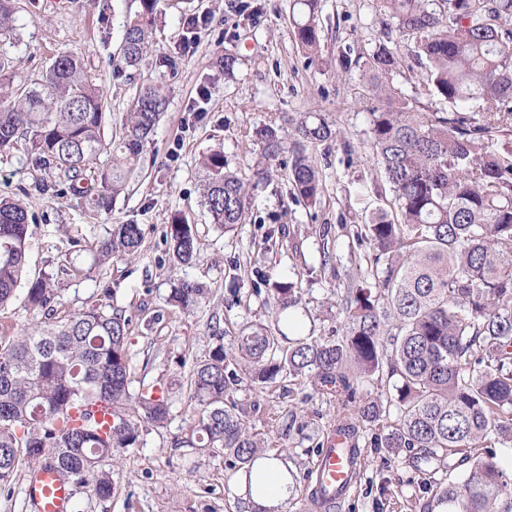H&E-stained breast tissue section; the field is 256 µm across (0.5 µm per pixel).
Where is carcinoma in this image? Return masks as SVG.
<instances>
[{"label":"carcinoma","mask_w":512,"mask_h":512,"mask_svg":"<svg viewBox=\"0 0 512 512\" xmlns=\"http://www.w3.org/2000/svg\"><path fill=\"white\" fill-rule=\"evenodd\" d=\"M297 3L295 38L315 55L320 0ZM380 3L394 32L415 41L425 94L454 111L431 112L404 96L394 84L402 63L388 43L365 56L374 162L396 212L380 210L360 229L372 245V261L344 289L341 337L305 336L283 348L276 325L289 324L284 313L298 298L294 283L275 284L274 325H245L230 351L217 344L178 383L197 410L191 445L222 450L230 469H251L265 444L249 431L238 406L226 403V394L243 374L255 384L307 375L341 403L338 425L318 447L353 449L356 467L360 423L380 422V444L393 454L417 448L427 462L442 454L457 459L454 468L468 465L437 488L440 512H512L503 470L484 456L496 444L512 446V151L485 150V141L512 136V0ZM14 14L13 0H0L1 36L13 33ZM155 27V0H141V11L123 24L113 72L139 65ZM12 68L11 59L0 56V147L32 132L35 161L62 171L91 214L110 211L156 133L168 90L157 83L141 88L124 118L122 141L113 147L104 140L103 90L85 76L78 56L59 54L32 88L14 86ZM333 135L319 115L286 129H256L264 144L260 175L269 176L289 150L294 196L316 205L321 177L309 148ZM106 151L112 164L96 167ZM201 166L202 205L229 231L244 219L249 180L226 169L219 152ZM90 170L93 184L85 189L79 183ZM30 235L26 207L0 198V310L23 285ZM142 241L140 225L114 224L91 249L93 265L131 258ZM165 241L170 265L192 261L191 225L172 216ZM25 285V304L40 319L18 336L0 337V488L24 463L33 472L49 467L70 485L108 498L112 472L103 462L118 448L138 445L147 427L168 423L170 388H132L129 318L100 305L60 318L54 274L45 271ZM208 295L209 289L181 280L167 301L190 312ZM384 371L393 379L392 422L382 402L356 401L357 390ZM93 407L110 415L107 429L93 420Z\"/></svg>","instance_id":"obj_1"}]
</instances>
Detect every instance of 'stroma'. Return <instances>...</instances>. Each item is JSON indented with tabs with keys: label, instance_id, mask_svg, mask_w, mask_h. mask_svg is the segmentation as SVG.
Here are the masks:
<instances>
[{
	"label": "stroma",
	"instance_id": "obj_1",
	"mask_svg": "<svg viewBox=\"0 0 512 512\" xmlns=\"http://www.w3.org/2000/svg\"><path fill=\"white\" fill-rule=\"evenodd\" d=\"M15 7L16 36L0 40V54L13 59L16 83L33 85L57 55L78 54L108 101L105 137L121 135L145 84L160 81L170 90L168 110L144 148V168L111 213L89 215L54 166L34 163L28 138L0 150V197L23 201L31 217L27 275L56 273L59 315L96 304L123 311L137 385L180 379L217 343L232 346L244 325L270 323L275 281L296 286L299 335L335 338L344 320L346 278L371 251L356 240L357 228L376 210L394 209L393 194L374 169L362 69L334 75L340 56L367 54L381 39L389 18L379 0H321L315 62L293 37V0H158L152 47L139 67L119 74L111 61L119 53L122 24L140 11V0H15ZM197 15L208 16L209 24L193 33L184 21ZM227 52L242 60L229 79L215 66ZM309 113L336 132L313 149L322 176L320 203L296 201L281 165L251 188L242 224L228 232L213 224L201 205V158L220 152L227 169L253 175L263 152L255 129ZM175 215L196 232L194 258L178 268L170 265L163 241ZM120 223L141 225L138 254L91 268V248L105 227ZM180 278L210 290L188 313L166 301ZM229 399L245 409L268 453L297 477L284 512H310L309 473L316 444L340 410L335 396L298 376L265 386L245 380ZM171 404L166 427L145 431L137 447L109 460L112 495L101 499L77 489L71 512H246L248 502L235 489L237 471L223 456L186 445L196 419L186 392L176 390ZM374 433L367 428L364 468L335 512H437L434 488L448 480L447 460L391 454L374 446Z\"/></svg>",
	"mask_w": 512,
	"mask_h": 512
}]
</instances>
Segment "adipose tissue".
Instances as JSON below:
<instances>
[{
    "label": "adipose tissue",
    "instance_id": "adipose-tissue-1",
    "mask_svg": "<svg viewBox=\"0 0 512 512\" xmlns=\"http://www.w3.org/2000/svg\"><path fill=\"white\" fill-rule=\"evenodd\" d=\"M236 488L247 501L265 508L266 512H279L289 496L288 472L278 458L261 459L251 472L237 477Z\"/></svg>",
    "mask_w": 512,
    "mask_h": 512
}]
</instances>
